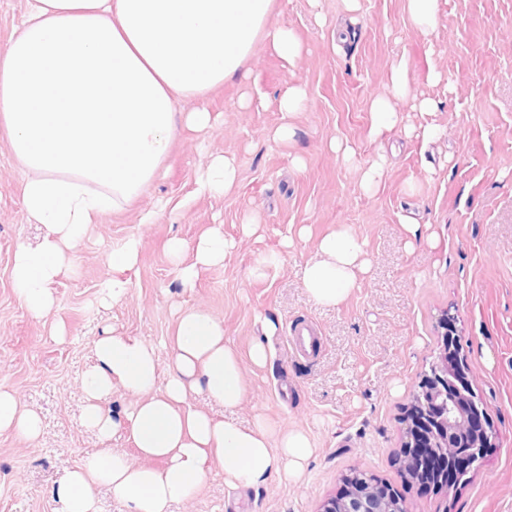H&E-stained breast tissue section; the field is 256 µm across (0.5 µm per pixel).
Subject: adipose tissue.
<instances>
[{"mask_svg":"<svg viewBox=\"0 0 512 512\" xmlns=\"http://www.w3.org/2000/svg\"><path fill=\"white\" fill-rule=\"evenodd\" d=\"M274 7L275 0H26L24 19L0 53V129L25 173L23 210L40 228L36 242L16 247L9 268L14 293L31 315L52 310L51 286L92 224L123 211L164 174L178 124L210 129V112L180 114L178 102L204 101L244 76L262 43L293 66L302 44L292 29L272 24ZM390 81V94L370 104L376 139L401 122L399 101L411 100L424 114L436 107L412 97L407 60L393 64ZM188 249L194 262L181 270L187 286L200 269L223 265L230 244L216 224L193 247L177 238L167 245L176 261ZM369 264L366 242L341 226L319 238L302 284L315 302L335 307ZM171 350L164 372L155 346L138 338L112 333L95 341L81 422L101 440L127 432L139 459L100 449L54 483L56 512H100L102 488L124 512H170L215 467L231 489L258 487L274 473L302 475L314 453L307 432L262 419L243 427L187 405L192 390L227 413L246 397L243 357L225 340L221 320L181 309ZM117 385L134 398L119 419L110 407ZM40 430L37 413L0 389V432L34 439Z\"/></svg>","mask_w":512,"mask_h":512,"instance_id":"1","label":"adipose tissue"}]
</instances>
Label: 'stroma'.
<instances>
[{"instance_id": "obj_1", "label": "stroma", "mask_w": 512, "mask_h": 512, "mask_svg": "<svg viewBox=\"0 0 512 512\" xmlns=\"http://www.w3.org/2000/svg\"><path fill=\"white\" fill-rule=\"evenodd\" d=\"M273 20L302 43L293 67L262 45L246 77L215 89L206 102L211 128L181 129L166 177L91 227L42 318L21 306L9 279L17 244L35 241L39 230L23 210L24 174L0 130V388L43 419L38 439L0 434V512H55L51 486L99 450L80 424L82 376L96 339L107 331L137 337L168 365L180 306L223 320L225 339L244 356L247 397L234 420L248 425L261 416L305 430L315 451L296 482L273 474L260 487L233 490L212 470L171 512H317L352 468L402 485L395 454L403 409L439 351L447 310L458 316L469 379L497 446L466 484L408 493V509L512 512V0H439V22L426 34L405 0H360L353 16L342 0H278ZM402 57L412 90L436 103L430 116L412 112L407 120L440 125L434 142L408 138L399 126L377 140L369 135L370 102L388 92ZM294 81L305 84L308 103L293 121V140L277 142L275 102ZM334 138L353 148L351 160L330 150ZM380 154L387 165L369 193L360 171ZM216 155L234 159L236 186L198 194ZM148 212L152 222L142 223ZM250 219L259 234H244ZM408 223L420 225L417 236L405 231ZM214 224L233 241L231 253L183 287L166 244L194 243ZM301 225L309 239L283 247L289 227ZM342 225L367 240L372 264L343 303L327 308L308 296L301 271L317 240ZM131 238L140 242L139 261L115 272L108 257ZM268 252L279 253V265L254 278L255 260ZM115 276L127 281V297L99 306L101 284ZM265 318L276 325L272 334L262 330ZM303 322L318 336L308 357L289 351L291 329ZM256 339L270 352L262 368L246 358Z\"/></svg>"}]
</instances>
